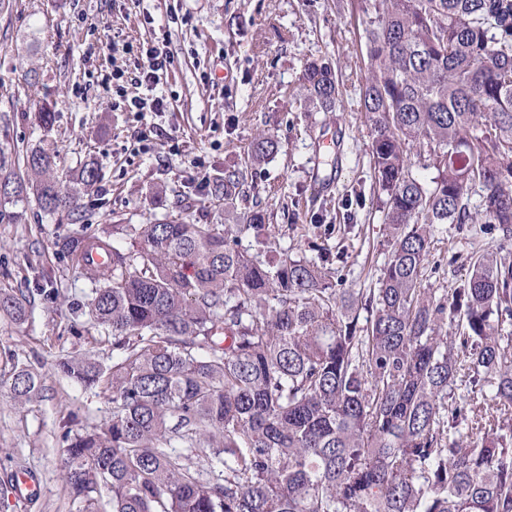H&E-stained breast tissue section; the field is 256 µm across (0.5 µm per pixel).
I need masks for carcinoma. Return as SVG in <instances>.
<instances>
[{"instance_id":"obj_1","label":"carcinoma","mask_w":512,"mask_h":512,"mask_svg":"<svg viewBox=\"0 0 512 512\" xmlns=\"http://www.w3.org/2000/svg\"><path fill=\"white\" fill-rule=\"evenodd\" d=\"M360 10L362 107L387 196L376 287L337 292L315 261L278 252L261 210L196 224L177 203L163 223L122 226L134 251L108 235L75 240L112 365L84 354L57 369L113 404L112 421L63 435L76 512L105 498L111 512H512V0ZM302 81L336 110L329 64L309 62ZM411 147L437 171L430 182ZM25 165L28 181L4 179V199L31 189L49 214L75 211L53 156L34 150ZM476 218L503 245L452 293L423 287L434 225ZM242 233L265 255L242 249ZM94 249L112 264L89 268ZM0 310L20 320L24 299L1 296ZM10 378L19 401L42 386L24 364ZM175 441L189 455L169 453Z\"/></svg>"}]
</instances>
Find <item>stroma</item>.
Instances as JSON below:
<instances>
[{"mask_svg": "<svg viewBox=\"0 0 512 512\" xmlns=\"http://www.w3.org/2000/svg\"><path fill=\"white\" fill-rule=\"evenodd\" d=\"M366 25L359 0H0V159L25 177L27 152H54L64 185L84 168L78 211L47 215L35 198L0 201V293L25 296L24 319L0 314V512H71L62 477L64 430L112 418V400L58 374L64 356L112 361V339L93 324L91 283L64 252L75 237L112 235L128 250L125 224L169 218L184 200L196 222L236 224L263 210L277 247L316 261L334 287H373L386 249L385 195L375 184L369 122L361 108ZM164 39L174 64L161 112H132L112 72H134L132 45ZM329 61L342 82L332 112L301 88L306 63ZM49 107L53 122L32 114ZM148 132L149 148L138 135ZM266 133L275 147L251 163ZM237 173L235 211L215 187ZM486 224L435 225L423 284L451 293L474 255L497 250ZM41 374L39 397L14 400L15 363ZM34 486L12 491L19 474Z\"/></svg>", "mask_w": 512, "mask_h": 512, "instance_id": "1", "label": "stroma"}]
</instances>
